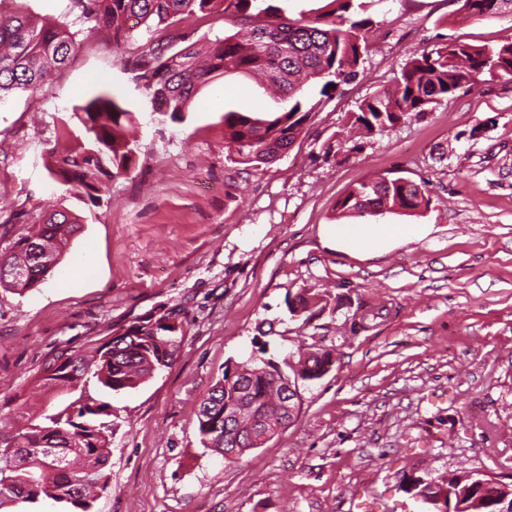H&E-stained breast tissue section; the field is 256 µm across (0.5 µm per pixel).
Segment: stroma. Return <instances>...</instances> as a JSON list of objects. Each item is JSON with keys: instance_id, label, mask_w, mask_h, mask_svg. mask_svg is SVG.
<instances>
[{"instance_id": "35a3bbf8", "label": "stroma", "mask_w": 512, "mask_h": 512, "mask_svg": "<svg viewBox=\"0 0 512 512\" xmlns=\"http://www.w3.org/2000/svg\"><path fill=\"white\" fill-rule=\"evenodd\" d=\"M9 10L68 24L66 66L39 93L0 105V251L42 208L82 229L24 294L0 288V417L31 396L45 360L107 342L160 307L179 308L172 366L112 406L109 486L94 512H426L404 472L460 470L512 482V82L490 78L412 112L380 134L350 129L358 103L440 42H512V15L475 20L458 0H366L374 21L364 74L322 101L294 145L268 165L227 157L224 114L280 108L266 85L227 73L200 89L183 121L139 106L124 68L139 43L112 47L70 0H10ZM220 15L173 32V49L233 31ZM101 89L136 110L141 150L101 204L53 181L45 147L60 117ZM370 177L426 181L416 213L340 216ZM414 224L411 241L337 248L339 223ZM328 295L294 317L298 292ZM385 318L354 331L360 304ZM332 350L323 378L299 385L296 421L229 462L203 448L196 413L226 367L254 358L288 371L300 351Z\"/></svg>"}]
</instances>
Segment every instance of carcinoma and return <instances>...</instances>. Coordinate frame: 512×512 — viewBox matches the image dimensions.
Listing matches in <instances>:
<instances>
[{"mask_svg":"<svg viewBox=\"0 0 512 512\" xmlns=\"http://www.w3.org/2000/svg\"><path fill=\"white\" fill-rule=\"evenodd\" d=\"M82 17L96 23L112 36L118 47L134 39L135 33L164 32L198 14H220L241 23V29L212 43L200 52L191 43L169 52L168 44L148 39L128 67L131 79L155 112L180 121L189 111L198 90L227 72L258 75L277 88L281 112L262 119L251 112L224 113V132L232 161L257 166L275 161L295 143L303 125L317 112L320 102L305 95L308 84L320 85L319 94L330 97L340 86L362 73L369 51L373 21L356 18L363 3L329 0V10L315 17L304 15L280 21L281 8L269 0H72ZM468 17L480 19L504 11L512 13V0H458ZM75 33L64 23L37 20L22 12H0V104L14 93L28 94L33 101L49 74L63 67L70 57ZM489 75L512 81V43L497 47L445 43L409 58L392 86L364 98L351 114L353 123L368 133L384 132L410 112H425L442 98L455 94ZM85 131L84 140L60 150H46L48 170L56 181L88 197L92 203L108 194L111 182L128 175L139 152L137 118L111 91L101 90L73 108L57 126L55 142L74 137L72 125ZM430 190L404 178H374L353 187L338 207L344 214L380 212L397 207L418 211L429 206ZM82 229L78 218L66 209L43 213L38 228L17 238L0 254V287L23 294L45 279L51 269L30 267L33 250L56 243L61 246ZM27 268L29 275L15 279L3 269ZM328 305L320 293H303L288 304L292 314H315ZM180 311L171 308L153 312L126 328L87 356L78 350L62 349L45 362L37 386L68 403L40 415L27 413L29 400L16 396V413L24 423L11 436L15 451L0 447V508L6 503L36 504L49 499L65 512H93L97 491L109 485L106 467L110 448L107 432L111 415L107 402L89 394L91 380L105 390L133 389L169 367L180 348L178 333L183 328ZM334 365L329 351H306L297 365L307 378H322L319 369ZM288 375L272 362L250 361L225 369L202 395L197 413L203 447L224 453L239 448L243 456L254 443L247 429L256 418L263 419L255 435L278 422L282 389ZM242 403L243 423L225 428L224 406ZM486 477L476 472L453 474L431 487L413 472L404 475L403 490L443 512L453 504L456 512H506L512 503L484 494Z\"/></svg>","mask_w":512,"mask_h":512,"instance_id":"obj_1","label":"carcinoma"}]
</instances>
